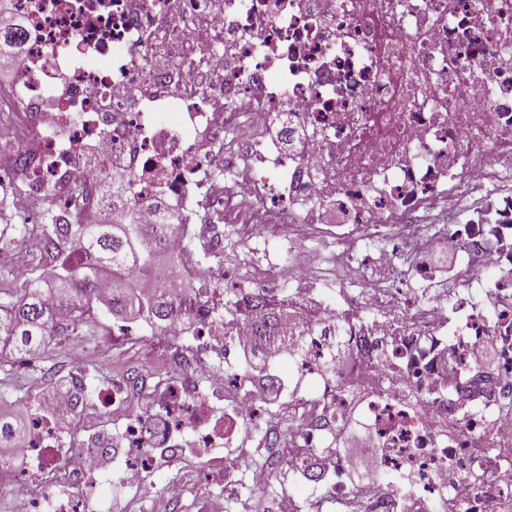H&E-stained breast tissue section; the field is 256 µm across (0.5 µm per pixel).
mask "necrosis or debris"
<instances>
[{
    "mask_svg": "<svg viewBox=\"0 0 512 512\" xmlns=\"http://www.w3.org/2000/svg\"><path fill=\"white\" fill-rule=\"evenodd\" d=\"M11 4L21 28L0 43L19 48L0 102L17 118L0 123V156L31 195L64 190L60 223L98 217L118 167L129 180L116 206L145 216L158 240L161 206L186 224L243 207L248 223L287 225L292 238L338 211L332 257L370 282L308 288L302 270L276 265L287 297L239 288L228 321L207 291L212 270L186 263L198 290L175 306L195 315L198 351L223 349L218 382L200 388L197 351L170 349V380L126 416L116 447L111 433H81L88 378L72 371L69 426L47 403L25 405L28 444L0 456L14 512H70L64 477L116 456L137 483L157 458L188 452L218 476L211 449L263 396L236 364L253 338L246 314L278 300L293 318L271 353L292 364L288 401L307 425L273 443L305 449L302 485L358 512H512V0ZM219 64L223 81L206 83ZM273 123L282 144L263 133ZM250 156L260 170L243 171ZM436 210L448 219L432 232L424 216ZM384 227L399 230L392 246L375 244ZM440 241L459 255L445 274L429 262ZM230 386L244 395L222 416ZM355 421L371 439L366 500L333 444Z\"/></svg>",
    "mask_w": 512,
    "mask_h": 512,
    "instance_id": "obj_1",
    "label": "necrosis or debris"
}]
</instances>
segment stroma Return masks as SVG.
<instances>
[{
    "label": "stroma",
    "instance_id": "1",
    "mask_svg": "<svg viewBox=\"0 0 512 512\" xmlns=\"http://www.w3.org/2000/svg\"><path fill=\"white\" fill-rule=\"evenodd\" d=\"M54 209L55 194L51 191L33 198L18 184L0 194V289L21 287L28 276L50 280L53 265L44 255L41 226ZM186 241L198 261L215 266L213 288L228 304L237 288L254 281L256 269L274 261L304 259L315 265L321 282L336 285L344 280L315 234L292 239L283 228L245 226L219 218L211 224L194 225ZM192 340V333L174 337L152 330L140 320L123 324L103 305L92 317L76 324L63 318L37 360L0 353V416L11 415L17 401L39 400L80 366L91 373L88 394L98 411L97 425L118 430L124 413L103 401L112 384L131 380L128 409H138L167 381L161 362L163 350ZM290 417L287 400H280L250 421L247 439L217 449V456L229 453L237 460L232 473L220 483L205 480L203 463L192 454L175 462L157 459L137 486L124 483L115 477L111 466H104L97 477L100 494L92 512H206L210 505L217 512H273L279 499L297 488L287 449L273 447L270 441L276 428L288 425ZM258 469L267 476L260 486L254 482ZM173 482L183 487L176 499L166 495Z\"/></svg>",
    "mask_w": 512,
    "mask_h": 512
}]
</instances>
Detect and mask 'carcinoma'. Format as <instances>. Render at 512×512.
Here are the masks:
<instances>
[{"mask_svg": "<svg viewBox=\"0 0 512 512\" xmlns=\"http://www.w3.org/2000/svg\"><path fill=\"white\" fill-rule=\"evenodd\" d=\"M43 249L49 259L60 260L54 272L55 285L46 290L32 280L0 300L1 349L27 356L43 352L58 328L55 310L43 305V293L64 298L83 315L101 303L97 282L108 275L114 284L108 297L112 313L139 317L155 330L165 332L172 328L175 279L157 278L153 291L146 293L123 276L128 266H137L142 274L151 276L156 257L164 252L157 241L144 237L140 225L82 221L60 229L53 217L44 233ZM278 320L279 314L266 308L252 317L258 344L275 334ZM12 450H22L17 423L0 418V453Z\"/></svg>", "mask_w": 512, "mask_h": 512, "instance_id": "1", "label": "carcinoma"}]
</instances>
